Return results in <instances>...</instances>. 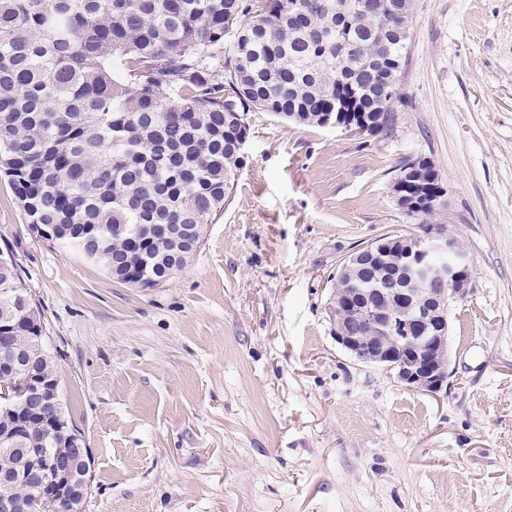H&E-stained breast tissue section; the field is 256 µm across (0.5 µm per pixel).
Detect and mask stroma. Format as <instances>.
<instances>
[{
	"instance_id": "stroma-1",
	"label": "stroma",
	"mask_w": 512,
	"mask_h": 512,
	"mask_svg": "<svg viewBox=\"0 0 512 512\" xmlns=\"http://www.w3.org/2000/svg\"><path fill=\"white\" fill-rule=\"evenodd\" d=\"M408 46L390 135L247 113L223 211L156 288L31 233L0 175V246L95 458L84 512H512V0H414ZM407 158L472 264L435 397L352 359L328 312L346 256L416 232ZM28 297V303L23 301L17 302L18 310L21 312L22 321L21 325L25 324V329L22 330L18 336H27L31 329L38 328L39 330H46L44 318L42 317L38 304L32 300L28 293L24 294Z\"/></svg>"
}]
</instances>
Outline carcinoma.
Wrapping results in <instances>:
<instances>
[{"instance_id": "cac0c4a2", "label": "carcinoma", "mask_w": 512, "mask_h": 512, "mask_svg": "<svg viewBox=\"0 0 512 512\" xmlns=\"http://www.w3.org/2000/svg\"><path fill=\"white\" fill-rule=\"evenodd\" d=\"M0 0V170L35 224H76L46 240L89 257L121 283L152 288L172 243L146 256L126 236L140 224H207L224 208L245 160L232 158L241 128L224 126L230 99L276 117L317 112L354 124L396 99L371 84L400 79L413 0ZM13 249L0 247L10 280L24 287ZM25 329L46 328L38 304L17 302ZM20 386L0 375V406ZM32 512H70L39 503L33 485L0 479V496Z\"/></svg>"}]
</instances>
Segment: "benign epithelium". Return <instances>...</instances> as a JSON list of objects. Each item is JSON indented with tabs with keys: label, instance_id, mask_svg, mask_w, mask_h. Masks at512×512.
Returning a JSON list of instances; mask_svg holds the SVG:
<instances>
[{
	"label": "benign epithelium",
	"instance_id": "obj_1",
	"mask_svg": "<svg viewBox=\"0 0 512 512\" xmlns=\"http://www.w3.org/2000/svg\"><path fill=\"white\" fill-rule=\"evenodd\" d=\"M322 120L326 127L366 133L382 128L387 114L366 112L359 126L345 127L327 114ZM428 166L427 160H413L400 169L394 183L400 207L414 218L420 217L424 209L417 189L419 173ZM176 228L187 234V248L196 251L201 247L203 232L199 225L178 224ZM381 262L391 263L395 269L370 287L334 289L328 309L336 342L356 361L394 374L405 387L438 395L448 388L450 375L449 308L472 288L469 258L448 225L433 224L419 234L383 235L357 248L344 260L336 279L351 284ZM15 329L9 311H1L0 368L13 377H22L21 393L29 403L31 417L0 431V448L19 450L36 461L42 453L39 448L27 447L32 433L54 439L63 431L55 419L58 394L37 382L31 366L16 352ZM68 437L73 439L74 455L19 469L14 473L15 482L37 485L46 502L66 498L83 503L90 492L85 464L91 452L76 431H70Z\"/></svg>",
	"mask_w": 512,
	"mask_h": 512
}]
</instances>
